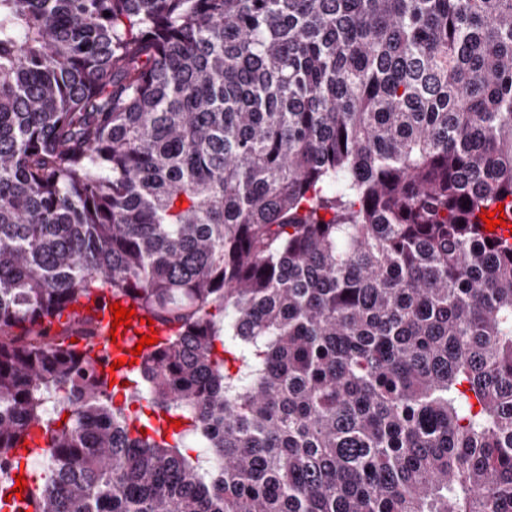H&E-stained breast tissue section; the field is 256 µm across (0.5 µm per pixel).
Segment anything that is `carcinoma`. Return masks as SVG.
<instances>
[{"mask_svg": "<svg viewBox=\"0 0 512 512\" xmlns=\"http://www.w3.org/2000/svg\"><path fill=\"white\" fill-rule=\"evenodd\" d=\"M500 204L512 0H0V510L512 512ZM124 307L134 309L136 311V315L131 317L132 325L127 328V331H124L125 325L119 326L118 335L116 337V343H112L111 339V328H112V318L113 313L111 311V304L116 303L115 300H112V303H107L106 306L102 309H99L96 313V321H101L103 324L102 330L98 334V339L96 341V349L97 355L102 358L107 359V364L104 367V371L112 374V380L116 379V384L119 382V378L117 373L119 370L131 371L134 368L138 367L140 364L139 355H132L130 350H133L136 344H138V340L132 342V339L135 336H141L144 334L150 335V326L154 327V331L160 333V329L156 328L154 325H147L146 320L139 313V311L135 307H130L129 304L124 301H120ZM97 315H100V318H97ZM125 351L126 354L122 352ZM118 358L125 359L126 364L122 367L111 371V364L118 360ZM136 358L135 363L132 366H129V362L131 359Z\"/></svg>", "mask_w": 512, "mask_h": 512, "instance_id": "1", "label": "carcinoma"}]
</instances>
